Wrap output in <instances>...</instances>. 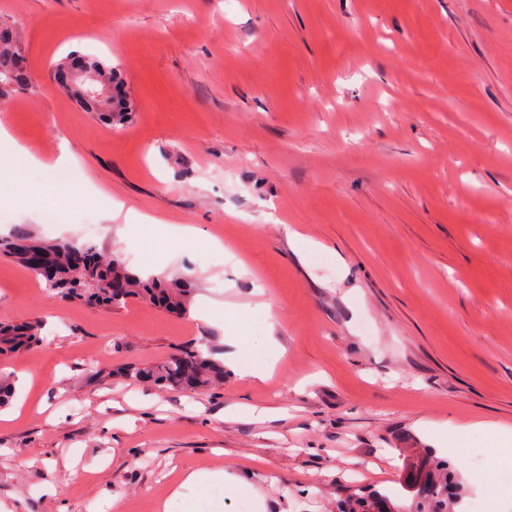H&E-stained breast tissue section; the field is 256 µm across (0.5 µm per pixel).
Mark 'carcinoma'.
<instances>
[{
    "instance_id": "obj_1",
    "label": "carcinoma",
    "mask_w": 512,
    "mask_h": 512,
    "mask_svg": "<svg viewBox=\"0 0 512 512\" xmlns=\"http://www.w3.org/2000/svg\"><path fill=\"white\" fill-rule=\"evenodd\" d=\"M21 60L15 31L0 25V93L24 79L18 68ZM0 252L32 269L30 256L43 253L50 272L41 273L48 290L65 300H86L110 307L125 305L130 297H147L166 309L184 313L188 306L187 289L178 279L158 277L144 279L129 271L119 258L105 260L91 245L72 243L42 244L27 236L0 239ZM117 278L124 284L119 297L112 296L106 283ZM39 342V324H0V354L29 348ZM126 376L133 380H151L157 384L185 390H204L224 379V366L205 355L199 348L174 353L150 368L132 367ZM414 496L419 498V512H448V501L461 498L460 481L448 470V461L432 454L422 460L415 476ZM339 512H400L389 495L379 492L353 494L343 500Z\"/></svg>"
}]
</instances>
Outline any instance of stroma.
<instances>
[{
    "instance_id": "1",
    "label": "stroma",
    "mask_w": 512,
    "mask_h": 512,
    "mask_svg": "<svg viewBox=\"0 0 512 512\" xmlns=\"http://www.w3.org/2000/svg\"><path fill=\"white\" fill-rule=\"evenodd\" d=\"M0 21L27 71L0 121L47 163L0 193V237L93 245L209 307L64 300L0 257V323L43 325L0 357V503L158 512L193 467L238 482L184 489L181 512H338L359 488L404 495L429 449L464 488L453 512H512L484 487L512 457L457 435L512 427V0H0ZM72 50L119 69L126 122L54 81ZM65 171L77 194L59 202ZM113 199L128 219L105 221ZM241 344L265 381L123 374Z\"/></svg>"
}]
</instances>
